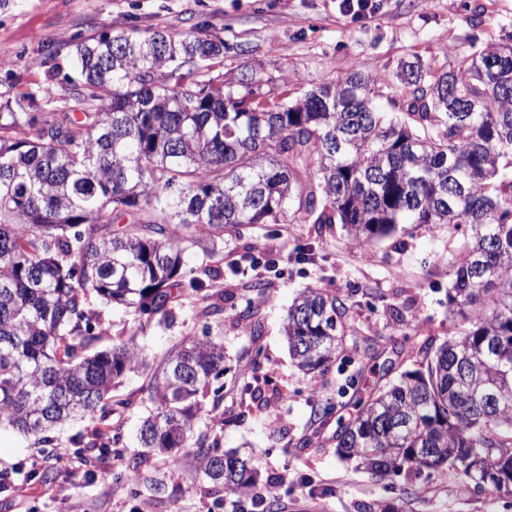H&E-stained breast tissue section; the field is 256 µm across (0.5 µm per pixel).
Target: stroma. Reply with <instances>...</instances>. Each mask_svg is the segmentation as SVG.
I'll return each mask as SVG.
<instances>
[{
  "label": "stroma",
  "mask_w": 512,
  "mask_h": 512,
  "mask_svg": "<svg viewBox=\"0 0 512 512\" xmlns=\"http://www.w3.org/2000/svg\"><path fill=\"white\" fill-rule=\"evenodd\" d=\"M164 29L189 35L197 29L223 38L224 70L244 64L238 45L252 49L274 75L308 88L336 80L352 69L391 73L404 61L447 67L448 52L469 39L499 42L512 34V0H379L373 17L344 14L337 0H17L0 10V98L33 94V111L73 108L71 89L47 99L37 90L48 81L61 84L71 71L68 42L115 29ZM58 50L55 75L39 64L47 44ZM270 249L279 275H259L251 266L256 247ZM448 227L409 224L368 245L348 240L338 224H255L225 236L215 258L190 254L187 267L202 283L187 291L162 321L139 328L131 312L102 306L107 335L97 350L115 338L138 331L137 343L149 364L160 363L182 341L206 336L224 348V388L206 396L209 412L194 435L218 437L222 448L240 450L258 463V489L277 487L281 512H363L365 505L405 500L407 512H487L488 491L474 487L461 472L429 482L428 492L404 497V483L385 490L382 482L339 460L332 435L335 420L321 422L317 406L334 404L340 415L352 412L354 392L374 387L375 374H360L363 338L370 337L382 360L416 369L406 334L443 341L454 334L448 316ZM263 280L264 298L250 285ZM321 288L345 297L352 327L335 362L316 376L296 367L282 324L298 294ZM222 313L205 317V301ZM251 311L239 321L235 312ZM260 338H252L253 325ZM271 377L261 399L245 387ZM149 372L127 374L116 395L126 407L112 414L123 437L121 452L93 451L84 458L91 421H75L51 432L38 446L14 430H0V512H233L223 485L207 479L185 457L170 468L165 457L142 468L138 493L117 486L114 473L139 451L138 432L148 414ZM312 436L301 447L302 436ZM50 471L51 482L38 475ZM165 486L164 493L150 489Z\"/></svg>",
  "instance_id": "stroma-1"
}]
</instances>
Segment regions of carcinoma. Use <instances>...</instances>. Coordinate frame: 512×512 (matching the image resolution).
<instances>
[{"label": "carcinoma", "mask_w": 512, "mask_h": 512, "mask_svg": "<svg viewBox=\"0 0 512 512\" xmlns=\"http://www.w3.org/2000/svg\"><path fill=\"white\" fill-rule=\"evenodd\" d=\"M78 111L0 107V428L35 443L76 419L112 414V389L139 367L138 329L108 350L92 299L165 318L199 282L185 255L217 252L249 224H341L365 245L402 224L462 231L448 275L460 329L420 346L400 374L339 419L343 462L409 486L450 467L512 498V43L448 53V70H353L292 95L260 65L213 74L224 40L199 31L120 30L68 43ZM394 87L388 95L382 87ZM346 304L308 288L283 333L297 366L324 370L347 331ZM224 348L194 338L147 387L139 483L153 454L182 448L224 493L256 467L217 439L189 443Z\"/></svg>", "instance_id": "carcinoma-1"}]
</instances>
